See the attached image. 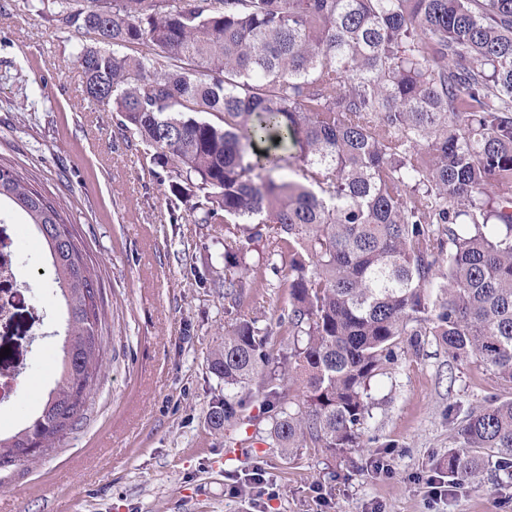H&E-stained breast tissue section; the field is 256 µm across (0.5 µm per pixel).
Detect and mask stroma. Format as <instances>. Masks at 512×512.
I'll use <instances>...</instances> for the list:
<instances>
[{"instance_id": "35a3bbf8", "label": "stroma", "mask_w": 512, "mask_h": 512, "mask_svg": "<svg viewBox=\"0 0 512 512\" xmlns=\"http://www.w3.org/2000/svg\"><path fill=\"white\" fill-rule=\"evenodd\" d=\"M95 37L59 31L23 0H0V164L61 204L101 284L105 378L71 434L37 464L0 474L9 512H512V476L488 466L434 500L426 478L454 445L463 419L508 390L479 360L452 361L434 337L402 345L377 401L365 447L292 455L249 446L265 428L264 398L246 393L251 420L212 429L224 382L208 368L225 331L243 319L289 341L288 266L263 244L246 255L249 286L224 303V227L170 208L174 164L152 165L127 141L110 107L83 99L75 58ZM24 304L0 337V368L22 366L24 394L0 407V430L24 425L53 387L66 322L41 235L9 200ZM244 453L230 460L235 445ZM266 472L274 498L250 476Z\"/></svg>"}]
</instances>
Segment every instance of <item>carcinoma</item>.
<instances>
[{
    "instance_id": "obj_1",
    "label": "carcinoma",
    "mask_w": 512,
    "mask_h": 512,
    "mask_svg": "<svg viewBox=\"0 0 512 512\" xmlns=\"http://www.w3.org/2000/svg\"><path fill=\"white\" fill-rule=\"evenodd\" d=\"M76 50L82 96L176 162L171 192L224 225V298L244 253L288 252L287 397L267 374L272 332L235 325L212 354L224 398L209 421L247 419L263 394L265 442L293 453L362 448L371 384L403 338L429 333L512 385V0H37ZM299 180L275 174L283 164ZM42 235L66 308L54 387L0 437V467L38 463L99 389L106 347L98 278L57 209L0 164V198ZM195 203H190L191 198ZM448 478L512 470V396L466 416Z\"/></svg>"
}]
</instances>
